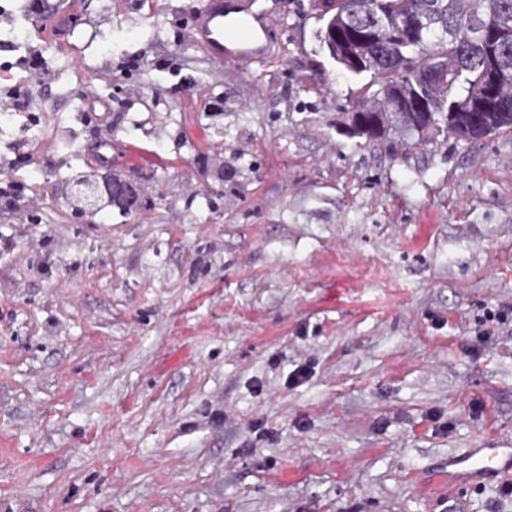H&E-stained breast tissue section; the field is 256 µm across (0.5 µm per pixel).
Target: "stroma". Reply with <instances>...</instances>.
<instances>
[{
  "instance_id": "obj_1",
  "label": "stroma",
  "mask_w": 512,
  "mask_h": 512,
  "mask_svg": "<svg viewBox=\"0 0 512 512\" xmlns=\"http://www.w3.org/2000/svg\"><path fill=\"white\" fill-rule=\"evenodd\" d=\"M199 2L0 41L39 102L0 130V512H512L446 479L512 443V133L338 135L366 79L313 0H256L245 73L189 44ZM107 137L144 205L78 214Z\"/></svg>"
}]
</instances>
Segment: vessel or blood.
Wrapping results in <instances>:
<instances>
[{
	"instance_id": "b4317fda",
	"label": "vessel or blood",
	"mask_w": 512,
	"mask_h": 512,
	"mask_svg": "<svg viewBox=\"0 0 512 512\" xmlns=\"http://www.w3.org/2000/svg\"><path fill=\"white\" fill-rule=\"evenodd\" d=\"M67 15L60 0H41L39 16L46 28H54ZM269 24L253 11L251 0H239L230 8L224 0H203L192 15L188 39L204 49L215 63L230 62L245 70L264 60L269 52ZM512 475V448H474L449 457L448 482L467 485Z\"/></svg>"
}]
</instances>
